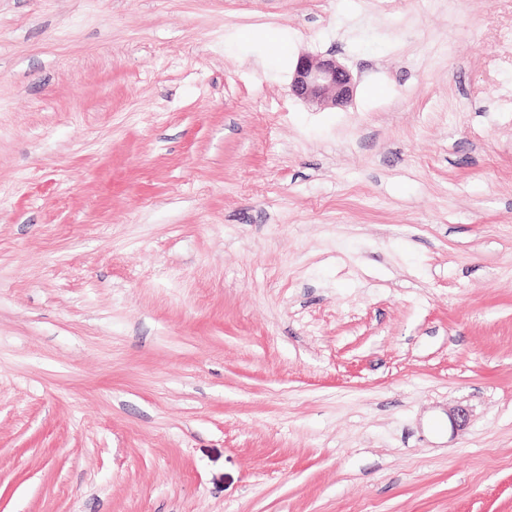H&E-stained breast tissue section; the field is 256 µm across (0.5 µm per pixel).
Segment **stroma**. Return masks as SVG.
<instances>
[{"label": "stroma", "mask_w": 512, "mask_h": 512, "mask_svg": "<svg viewBox=\"0 0 512 512\" xmlns=\"http://www.w3.org/2000/svg\"><path fill=\"white\" fill-rule=\"evenodd\" d=\"M0 512H512V0H0ZM353 76L333 58H298L291 82L292 94L320 108L344 106L353 96Z\"/></svg>", "instance_id": "obj_1"}]
</instances>
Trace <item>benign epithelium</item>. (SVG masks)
<instances>
[{
    "label": "benign epithelium",
    "instance_id": "1",
    "mask_svg": "<svg viewBox=\"0 0 512 512\" xmlns=\"http://www.w3.org/2000/svg\"><path fill=\"white\" fill-rule=\"evenodd\" d=\"M353 76L333 58H298L291 82L292 94L320 108L338 107L353 96Z\"/></svg>",
    "mask_w": 512,
    "mask_h": 512
}]
</instances>
